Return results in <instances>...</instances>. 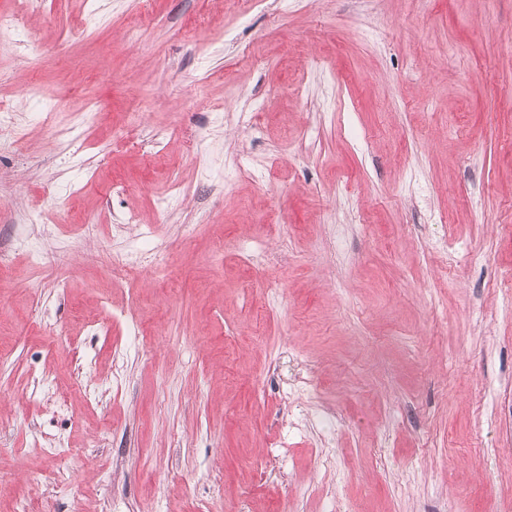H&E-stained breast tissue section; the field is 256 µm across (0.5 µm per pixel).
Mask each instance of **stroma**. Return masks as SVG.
Masks as SVG:
<instances>
[{"label": "stroma", "mask_w": 512, "mask_h": 512, "mask_svg": "<svg viewBox=\"0 0 512 512\" xmlns=\"http://www.w3.org/2000/svg\"><path fill=\"white\" fill-rule=\"evenodd\" d=\"M0 11V512H512V0ZM26 31L13 13L0 12V48H9L25 42Z\"/></svg>", "instance_id": "stroma-1"}]
</instances>
